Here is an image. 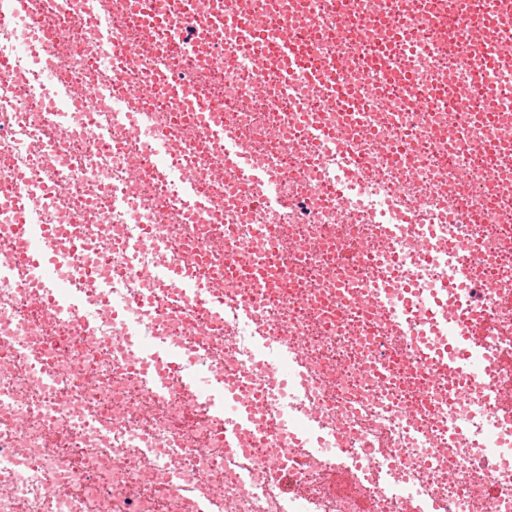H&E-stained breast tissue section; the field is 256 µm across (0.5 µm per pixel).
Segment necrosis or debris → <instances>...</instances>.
<instances>
[{"mask_svg":"<svg viewBox=\"0 0 512 512\" xmlns=\"http://www.w3.org/2000/svg\"><path fill=\"white\" fill-rule=\"evenodd\" d=\"M482 2L351 0L340 40V0H182L223 27L189 48L178 24L150 29L167 0H112L106 61L83 0H0V512H512V419L414 361L465 295L495 328L487 368L512 351L496 331L512 323V104L486 121L455 33L410 23ZM248 14L288 24L243 48ZM305 39L306 73L285 71L278 44ZM334 55L340 99L314 77ZM430 64L438 84H408ZM182 79L204 88L207 111L174 106ZM92 86L107 96L86 101ZM412 93L431 100L424 115ZM316 112L335 142L311 139ZM222 123L244 162L231 174ZM134 126L176 131L177 150L160 161ZM348 155L359 171L344 179ZM173 169L194 174L193 199ZM42 186L33 229L55 260L29 284L15 216ZM464 235L482 262L464 293L443 291L446 245ZM167 267L195 288L172 295ZM289 338L300 348L285 360ZM150 341L216 366L227 391L251 396L257 429L228 447L225 419L177 376L156 392L131 364ZM453 425L469 439L449 443ZM324 440L331 452L315 453Z\"/></svg>","mask_w":512,"mask_h":512,"instance_id":"necrosis-or-debris-1","label":"necrosis or debris"}]
</instances>
